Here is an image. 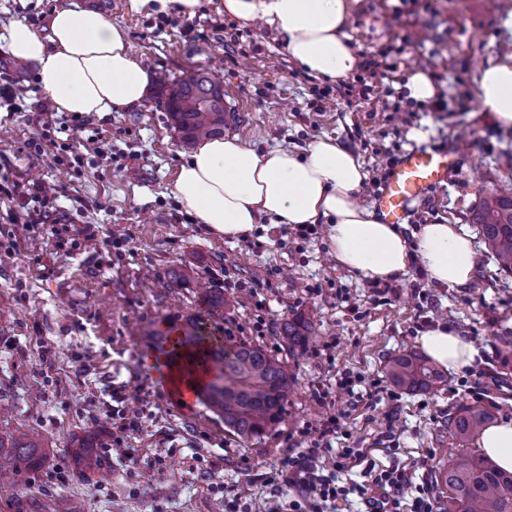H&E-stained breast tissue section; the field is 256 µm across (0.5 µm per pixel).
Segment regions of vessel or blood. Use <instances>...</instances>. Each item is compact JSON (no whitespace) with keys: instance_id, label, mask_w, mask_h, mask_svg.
I'll return each instance as SVG.
<instances>
[{"instance_id":"obj_1","label":"vessel or blood","mask_w":512,"mask_h":512,"mask_svg":"<svg viewBox=\"0 0 512 512\" xmlns=\"http://www.w3.org/2000/svg\"><path fill=\"white\" fill-rule=\"evenodd\" d=\"M461 163L456 144L437 150H410L387 171L374 208L383 223L400 224L415 204L423 202L431 188L447 182Z\"/></svg>"}]
</instances>
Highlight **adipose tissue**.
Returning a JSON list of instances; mask_svg holds the SVG:
<instances>
[{
  "instance_id": "1",
  "label": "adipose tissue",
  "mask_w": 512,
  "mask_h": 512,
  "mask_svg": "<svg viewBox=\"0 0 512 512\" xmlns=\"http://www.w3.org/2000/svg\"><path fill=\"white\" fill-rule=\"evenodd\" d=\"M356 0H224V11L261 22L283 41L297 67L331 82L346 79L358 55L346 33ZM5 41L18 61L36 65L38 83L59 112H124L139 106L149 85L131 55L127 37L99 13L71 5L55 11L47 34L24 22ZM482 111L512 126V54L490 59L476 78ZM367 174L351 151L330 139L313 141L303 154L285 148L257 153L239 136L201 143L177 169L173 195L214 235L239 238L262 219L275 224L330 226V249L345 269L371 280H392L417 251L431 282L467 284L476 268L472 239L456 224H426L408 242L394 225L378 221L357 201ZM437 365L459 371L471 365L472 343L445 325L420 336ZM479 448L512 472V420L486 428Z\"/></svg>"
}]
</instances>
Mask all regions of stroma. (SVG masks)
I'll return each mask as SVG.
<instances>
[{
    "instance_id": "1",
    "label": "stroma",
    "mask_w": 512,
    "mask_h": 512,
    "mask_svg": "<svg viewBox=\"0 0 512 512\" xmlns=\"http://www.w3.org/2000/svg\"><path fill=\"white\" fill-rule=\"evenodd\" d=\"M89 2L0 0V73L22 89L14 103L0 104V405L10 410L0 433L33 429L46 443L39 468L0 485V512H224L225 488L242 486L248 512H269V472L309 446L303 428L333 415L349 446L370 449L380 465L421 468L435 485L455 448L448 415L478 398L471 373L484 372L495 421L512 419V359L500 353L512 342V273L499 270L471 221L483 193L512 191V127L481 110L474 83L489 59L512 50V34L500 26L512 0H359L347 28L359 65L336 83L298 68L272 30L227 16L224 0H201L191 18L137 14L129 0H112L104 13L149 72L177 79L210 71L235 112L227 134L244 136L257 152L300 154L330 137L380 180L407 151L458 145L460 168L401 229L410 239L425 224L463 226L477 252L475 273L466 285L443 287L414 257L386 298L330 257L328 225L304 240L292 226L264 223L229 240L199 224L171 193L191 149L156 85L133 111L74 115L49 108L36 67L7 66L12 23L42 32L56 9ZM383 58L393 71L377 67ZM422 68L446 110L411 98L407 84ZM47 119L59 141L78 145L80 165L46 148ZM102 150L110 166L100 163ZM17 182L51 188L62 223L95 226L104 246H61L45 229L30 230L40 205L19 207ZM116 233L118 245L110 242ZM175 270L223 292L217 336L261 345L287 363L288 413L261 440L242 443L205 401L186 408L168 398L147 332L171 334L186 317H208L195 288L170 285ZM419 286L429 298L415 295ZM298 315L314 333L292 350L282 328ZM425 318L448 324L478 354L470 367L447 371L438 388L404 392L387 379L385 361L419 351ZM348 372L360 378L350 392L339 386ZM116 388L142 431L126 441L128 457L105 456L101 471L82 475L73 443L111 447ZM389 430L400 453L378 444Z\"/></svg>"
}]
</instances>
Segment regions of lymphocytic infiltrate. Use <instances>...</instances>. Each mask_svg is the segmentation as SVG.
<instances>
[{
	"label": "lymphocytic infiltrate",
	"instance_id": "lymphocytic-infiltrate-1",
	"mask_svg": "<svg viewBox=\"0 0 512 512\" xmlns=\"http://www.w3.org/2000/svg\"><path fill=\"white\" fill-rule=\"evenodd\" d=\"M336 435L337 420L328 418L309 448L289 456L269 477V485L276 489L298 490L297 499L286 503L287 512H335L351 492L340 484L339 475L358 466L380 491L379 496L364 498L365 512H434L427 487L418 486L410 507H403V494L410 484L407 473L395 466L377 468L363 449L333 447Z\"/></svg>",
	"mask_w": 512,
	"mask_h": 512
}]
</instances>
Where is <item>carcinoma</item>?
Segmentation results:
<instances>
[{
	"instance_id": "cac0c4a2",
	"label": "carcinoma",
	"mask_w": 512,
	"mask_h": 512,
	"mask_svg": "<svg viewBox=\"0 0 512 512\" xmlns=\"http://www.w3.org/2000/svg\"><path fill=\"white\" fill-rule=\"evenodd\" d=\"M160 96L183 143L224 136V88L204 70L177 80L163 79ZM473 223L489 253L502 270L512 272V195L489 192L474 210ZM211 317L224 318V294L206 292ZM310 324L296 316L283 326L290 348H303ZM183 337L169 355L200 356L215 371L203 395L224 427L245 444L259 439L280 423L286 414L293 377L287 364L259 345L246 342L219 343L206 333L202 322L188 317ZM389 381L407 392L431 390L443 381L435 367L414 351L389 356L385 363ZM493 404L464 405L450 413L448 434L457 439L455 458L440 483L448 486V505L443 512H512V473L505 472L480 448L472 447L494 417ZM78 465L85 473L102 466L93 444L77 440ZM45 459L42 440L22 433L0 436V481L35 469Z\"/></svg>"
}]
</instances>
